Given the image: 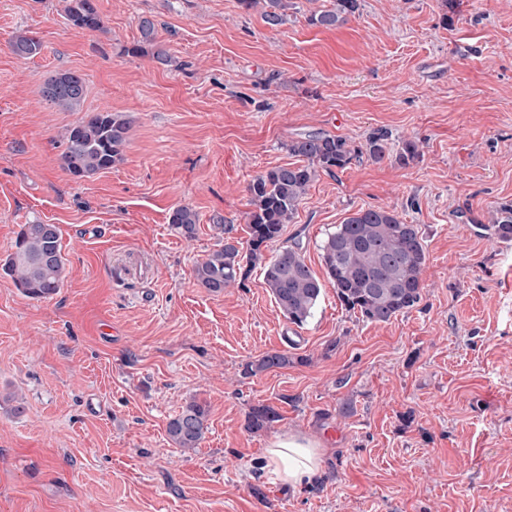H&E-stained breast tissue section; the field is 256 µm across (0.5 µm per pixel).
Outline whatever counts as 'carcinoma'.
I'll use <instances>...</instances> for the list:
<instances>
[{
    "label": "carcinoma",
    "mask_w": 512,
    "mask_h": 512,
    "mask_svg": "<svg viewBox=\"0 0 512 512\" xmlns=\"http://www.w3.org/2000/svg\"><path fill=\"white\" fill-rule=\"evenodd\" d=\"M253 9L262 5L265 24L278 27L285 22L288 0H240ZM360 7V0H333L328 9L308 17L310 25L331 29L343 25ZM71 25L91 31L103 28L94 0H70L66 10ZM141 39L130 48L136 55H152L160 63L168 60L166 51L155 41V23L139 22ZM11 49L21 58L40 54L41 41L27 33L13 36ZM82 75L64 71L51 76L42 89L43 98L69 111H78L85 99ZM129 121L121 114L96 112L66 129L65 170L77 177H88L120 162L126 144ZM288 153L296 162L266 170L248 185L252 210L248 214L250 240L247 251L239 242L224 240L218 249L197 262L193 273L197 285L214 294L244 281L249 268L262 259V248L275 243L285 225L291 223L311 184L322 172L334 173L353 159L366 155L375 163L390 156L388 134L376 130L366 143L356 147L341 135L310 132L288 141ZM421 155L419 144L407 140L395 154L394 162L407 166ZM197 213L189 206L171 209L169 224L186 239L195 237ZM490 230L501 242L512 241V202L500 204ZM325 269L320 278L307 265L300 242L277 248L264 263V282L277 307L288 322L298 327L310 319L325 289L330 287L340 304L370 323H387L416 307L423 298L422 274L427 262L419 225L408 224L388 208L360 209L328 232L319 245ZM15 286L26 295L47 299L57 294L63 282L61 231L55 224L38 221L21 225L14 251L0 265ZM302 363L286 352L266 353L243 366L246 376H257L274 368ZM279 417L269 405L251 409L246 428L259 432L271 428ZM208 409L193 399L167 425L170 440L179 448L200 446L208 431Z\"/></svg>",
    "instance_id": "carcinoma-1"
}]
</instances>
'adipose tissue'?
<instances>
[{
	"label": "adipose tissue",
	"mask_w": 512,
	"mask_h": 512,
	"mask_svg": "<svg viewBox=\"0 0 512 512\" xmlns=\"http://www.w3.org/2000/svg\"><path fill=\"white\" fill-rule=\"evenodd\" d=\"M267 459L277 480L293 488L309 483L322 464L318 446L296 435H284L272 441Z\"/></svg>",
	"instance_id": "adipose-tissue-1"
}]
</instances>
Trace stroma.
Returning <instances> with one entry per match:
<instances>
[{
  "label": "stroma",
  "mask_w": 512,
  "mask_h": 512,
  "mask_svg": "<svg viewBox=\"0 0 512 512\" xmlns=\"http://www.w3.org/2000/svg\"><path fill=\"white\" fill-rule=\"evenodd\" d=\"M67 2L0 0V260L34 220L64 258L48 299L0 274V512H512V242L485 229L512 202V0H360L335 29L308 23L331 0H294L275 28L239 0H95L98 31ZM144 17L168 64L128 54ZM21 30L39 55L12 52ZM67 70L76 112L42 96ZM104 111L130 121L123 159L75 177L62 135ZM377 129L420 159L320 173L282 238L320 275L328 230L397 211L425 240L418 307L367 323L329 290L298 327L261 267L199 288L197 261L247 244V186L292 163L286 142ZM178 205L193 239L168 224ZM285 350L296 364L244 376ZM193 399L209 430L183 450L167 424ZM261 404L280 418L253 433ZM285 434L323 454L296 489L267 466ZM93 2L94 0H70L66 10L70 24L91 31L101 30L102 20ZM168 220L171 228L185 239L195 237L199 218L191 207L186 205L173 207Z\"/></svg>",
  "instance_id": "stroma-1"
}]
</instances>
